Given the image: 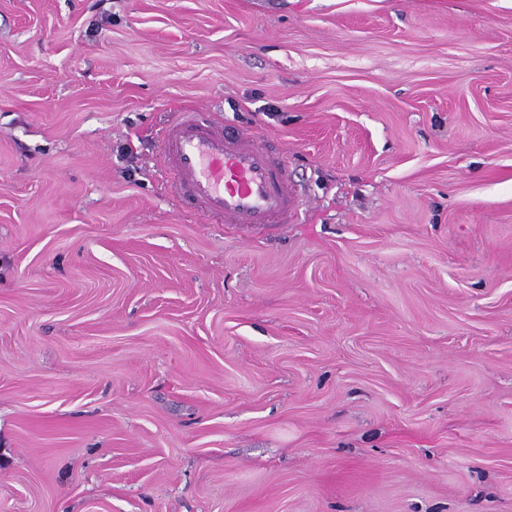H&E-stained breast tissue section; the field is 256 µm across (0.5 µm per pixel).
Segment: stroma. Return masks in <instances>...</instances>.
Wrapping results in <instances>:
<instances>
[{
    "mask_svg": "<svg viewBox=\"0 0 512 512\" xmlns=\"http://www.w3.org/2000/svg\"><path fill=\"white\" fill-rule=\"evenodd\" d=\"M0 512H512V0H0ZM162 149L179 193L224 224H285L299 207L284 151L205 112H180Z\"/></svg>",
    "mask_w": 512,
    "mask_h": 512,
    "instance_id": "obj_1",
    "label": "stroma"
}]
</instances>
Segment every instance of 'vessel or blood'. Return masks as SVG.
Instances as JSON below:
<instances>
[{
    "label": "vessel or blood",
    "instance_id": "obj_1",
    "mask_svg": "<svg viewBox=\"0 0 512 512\" xmlns=\"http://www.w3.org/2000/svg\"><path fill=\"white\" fill-rule=\"evenodd\" d=\"M162 149L176 189L205 215L255 227L288 222L299 207L284 151L206 113H180Z\"/></svg>",
    "mask_w": 512,
    "mask_h": 512
}]
</instances>
